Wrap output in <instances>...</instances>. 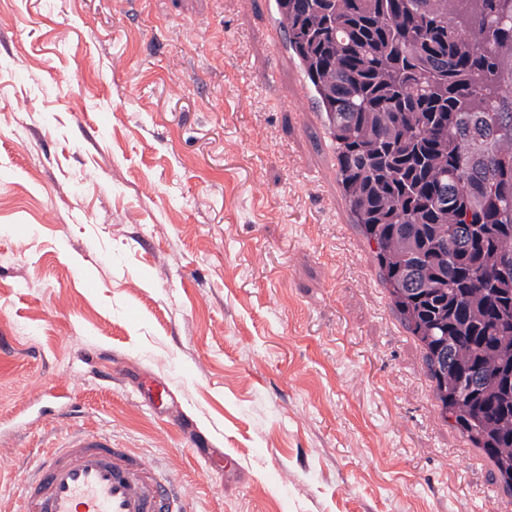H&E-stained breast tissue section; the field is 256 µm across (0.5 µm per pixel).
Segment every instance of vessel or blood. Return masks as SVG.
<instances>
[{"label":"vessel or blood","mask_w":512,"mask_h":512,"mask_svg":"<svg viewBox=\"0 0 512 512\" xmlns=\"http://www.w3.org/2000/svg\"><path fill=\"white\" fill-rule=\"evenodd\" d=\"M62 437L29 470L14 512H187L188 498L156 464L57 413Z\"/></svg>","instance_id":"1"}]
</instances>
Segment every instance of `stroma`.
I'll return each instance as SVG.
<instances>
[{
	"instance_id": "stroma-1",
	"label": "stroma",
	"mask_w": 512,
	"mask_h": 512,
	"mask_svg": "<svg viewBox=\"0 0 512 512\" xmlns=\"http://www.w3.org/2000/svg\"><path fill=\"white\" fill-rule=\"evenodd\" d=\"M273 15L0 0V453L74 404L188 512H512L286 95Z\"/></svg>"
}]
</instances>
